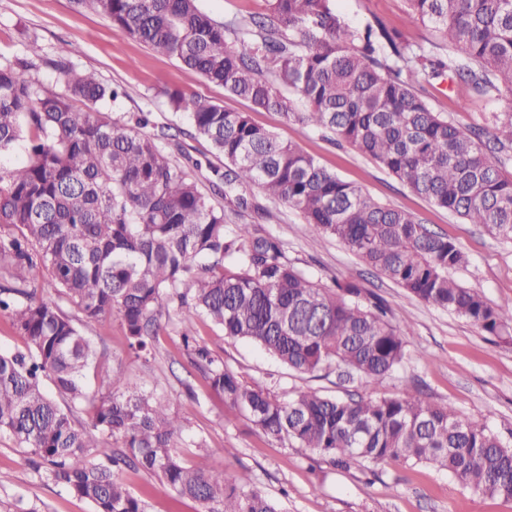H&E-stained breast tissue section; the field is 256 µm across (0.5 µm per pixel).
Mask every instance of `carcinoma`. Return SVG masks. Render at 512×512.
<instances>
[{
    "label": "carcinoma",
    "instance_id": "cac0c4a2",
    "mask_svg": "<svg viewBox=\"0 0 512 512\" xmlns=\"http://www.w3.org/2000/svg\"><path fill=\"white\" fill-rule=\"evenodd\" d=\"M72 2L256 108L333 133L433 205L512 242V177L503 174L512 162V103L486 134L449 121L423 96V84L445 78L474 99L512 90V0H407L436 33L430 52L378 19L349 25L334 0H262L261 12L227 22L198 0ZM51 65L62 93L33 81L32 61L0 63V156L20 144L27 155L0 169V310L25 341L23 351L0 350V432L38 459L42 476L94 512H147L119 478L125 468L155 476L200 512H282L275 498L228 481L204 457L185 460L175 445L185 425L172 399L97 371L83 326L115 315L128 348L149 356L176 308L182 344L210 389L265 436L341 467L431 464L475 494L512 498V446L485 422L418 391L337 398L300 390L282 399L242 382L192 334L204 317L293 372L338 367L373 387L405 359L408 329L393 323L386 304L362 296L354 281L311 279L280 237L231 221L229 214L248 211L273 218L241 187L299 211L410 296L490 335H511L512 304H492L450 277L469 263L458 244L372 199L248 113L168 90L190 136L208 140L224 159V170H213L224 184L220 203L199 185L200 162L166 147L169 128L148 134L142 114L95 111L122 91L66 62ZM295 97L306 111L294 110ZM45 277L80 316L35 298ZM90 402L88 430L74 413ZM98 432L120 437L122 448L102 446Z\"/></svg>",
    "mask_w": 512,
    "mask_h": 512
}]
</instances>
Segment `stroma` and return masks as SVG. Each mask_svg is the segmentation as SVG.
I'll list each match as a JSON object with an SVG mask.
<instances>
[{
    "label": "stroma",
    "instance_id": "1",
    "mask_svg": "<svg viewBox=\"0 0 512 512\" xmlns=\"http://www.w3.org/2000/svg\"><path fill=\"white\" fill-rule=\"evenodd\" d=\"M335 6L351 25L378 19L424 48H431L436 40L429 26L412 17L406 0H336ZM33 41L47 57L30 72L43 89H61L49 65L58 58L96 73L105 84L123 88L125 94L119 100L100 103L104 112H146L154 124L182 129L185 120L174 113L164 94L165 89L179 88L225 109L249 113L257 125L296 142L322 166L360 186L374 200L414 214L430 230L455 241L470 262L452 271V278L478 289L494 304H512V243L435 207L351 146L284 121L277 113L252 108L223 87L188 73L175 60L117 30L105 16L77 10L72 0H0V61L28 56L27 46ZM424 96L433 111L454 123L487 129L493 114L512 103V92L505 89L492 99L474 101L465 88H451L441 81L426 86ZM245 193L256 203L267 204L272 214L262 222L252 213L246 215V222H261L266 231L281 237L298 268L316 280L337 277L358 282L366 293L392 308L397 322L410 326L406 360L383 381L382 393L418 387L432 404L452 405L465 418L486 419L504 441L512 442V339L487 335L465 319L406 295L343 244L322 238L303 224L295 209L266 203L255 187L246 188ZM180 320V312H171L156 355L148 359L128 350L118 317L90 324L85 333L103 352V368L122 375L128 385L177 400L187 423L178 441L186 460L195 458L193 440L205 439L211 467L223 471L229 481H247L278 499L283 512H512V498L474 494L436 467L390 461L370 468L354 464L340 469L310 449L259 433L210 392L202 372L183 350ZM195 331L199 344L241 380L278 396L308 389L343 398L368 392L362 381H344L334 371L318 377L292 372L251 342L224 336L206 319L197 320ZM121 477L144 498L148 512H199L198 503L175 498L154 476L126 469ZM0 512H92V507L41 479L12 437L0 433Z\"/></svg>",
    "mask_w": 512,
    "mask_h": 512
}]
</instances>
